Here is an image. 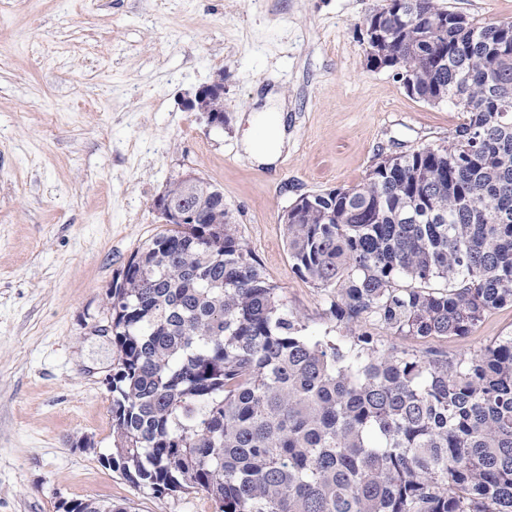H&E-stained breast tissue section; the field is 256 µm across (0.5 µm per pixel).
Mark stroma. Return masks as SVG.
<instances>
[{
  "label": "stroma",
  "instance_id": "obj_1",
  "mask_svg": "<svg viewBox=\"0 0 512 512\" xmlns=\"http://www.w3.org/2000/svg\"><path fill=\"white\" fill-rule=\"evenodd\" d=\"M385 0H0V512L95 499L128 512H220L166 496L101 458L115 446L106 379L119 350L108 292L163 231L152 203L194 173L224 193L239 236L309 336L345 335L298 275L282 216L301 194L362 183L382 158L445 145L466 120L370 70L361 25ZM512 23V0H439ZM224 79L225 127L184 108ZM288 144L270 166L243 150L268 93ZM380 348L467 357L512 336V304L466 336L395 335Z\"/></svg>",
  "mask_w": 512,
  "mask_h": 512
}]
</instances>
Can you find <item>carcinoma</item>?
<instances>
[{
  "label": "carcinoma",
  "instance_id": "cac0c4a2",
  "mask_svg": "<svg viewBox=\"0 0 512 512\" xmlns=\"http://www.w3.org/2000/svg\"><path fill=\"white\" fill-rule=\"evenodd\" d=\"M364 24L411 96L467 120L446 146L298 196L288 255L349 330L467 336L512 304V29L437 0H386ZM191 203L200 223L156 234L110 289L104 464L156 494L202 489L221 512H512V336L468 358L306 336L220 196Z\"/></svg>",
  "mask_w": 512,
  "mask_h": 512
}]
</instances>
